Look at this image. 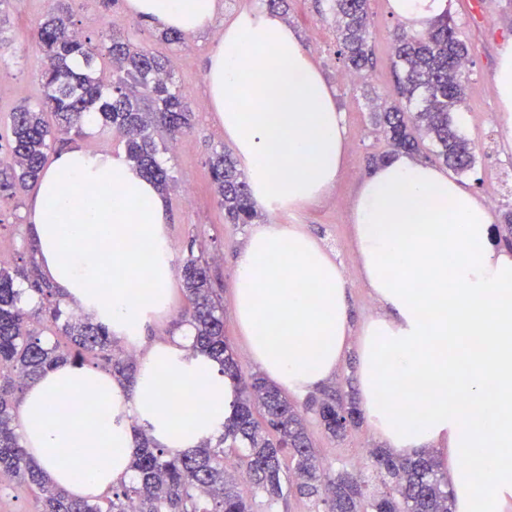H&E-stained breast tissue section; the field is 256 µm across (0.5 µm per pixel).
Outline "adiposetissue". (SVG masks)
Here are the masks:
<instances>
[{
    "label": "adipose tissue",
    "mask_w": 512,
    "mask_h": 512,
    "mask_svg": "<svg viewBox=\"0 0 512 512\" xmlns=\"http://www.w3.org/2000/svg\"><path fill=\"white\" fill-rule=\"evenodd\" d=\"M133 13L203 33L221 0H130ZM206 104L246 168L256 208L288 214L334 186L348 142L335 90L279 13L224 25L204 76ZM109 189L112 202L100 204ZM364 285L382 308L360 335L363 408L397 454L434 449L455 512H505L512 473V250L496 245L489 207L442 169L395 157L360 185L352 207ZM45 275L68 305L140 350L134 388L62 362L27 386L18 426L48 480L83 496L129 479L130 418L173 453L219 435L233 389L188 335L145 344L169 295L165 203L124 158L71 144L45 170L27 209ZM234 317L251 359L284 392L329 382L350 347L340 264L297 224L257 226L239 251ZM188 400L183 416L169 391ZM495 474L491 489L483 475Z\"/></svg>",
    "instance_id": "1"
}]
</instances>
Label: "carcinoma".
I'll list each match as a JSON object with an SVG mask.
<instances>
[{"instance_id": "cac0c4a2", "label": "carcinoma", "mask_w": 512, "mask_h": 512, "mask_svg": "<svg viewBox=\"0 0 512 512\" xmlns=\"http://www.w3.org/2000/svg\"><path fill=\"white\" fill-rule=\"evenodd\" d=\"M371 0H330L341 55L349 72L373 67L368 43ZM34 39L45 55L41 72L43 97L24 104L7 119L9 173L0 180V198L37 181L56 135H80L86 121L118 131L129 166L169 190L174 176L158 159L153 132L159 128L177 136L191 125L186 94L165 59L124 35H99L94 40L75 26L72 14L59 2L37 22ZM397 100L378 106L376 125L396 153L417 155L422 139L432 142L436 157L458 174L474 162L470 142L453 121L463 108L462 77L469 46L458 35L446 11L425 33L403 27L393 33ZM112 62V83L96 76L98 61ZM56 117L51 127L44 115ZM214 190L232 224H250L257 217L246 175L224 150L210 159ZM190 307L184 321L193 329L191 349L209 355L236 391L224 433L184 453L172 454L138 426H132L139 449L130 468L133 478L103 492L97 499L72 496L49 483L22 445L9 396L15 385L36 379L60 362L102 364L113 377L128 384L136 378L134 358L112 348L108 328L81 317H63L59 304L45 307L70 345L49 343L29 324L21 307L20 278L30 281L41 299L52 289L30 278L23 269L0 265V475L41 492L39 512H254L253 497L271 507L288 492V469L297 476V492L314 501L317 512H452L453 494L434 456L421 452L398 457L384 448L370 451L376 459L379 495L366 492L358 474L333 476L320 470L301 414L279 388L260 374L249 373L236 359L224 336V308L215 299L206 263L190 257L180 267ZM326 431L343 437L363 420L354 399L339 393L309 403Z\"/></svg>"}]
</instances>
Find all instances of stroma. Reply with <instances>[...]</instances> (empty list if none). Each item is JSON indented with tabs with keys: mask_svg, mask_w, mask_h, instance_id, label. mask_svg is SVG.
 Here are the masks:
<instances>
[{
	"mask_svg": "<svg viewBox=\"0 0 512 512\" xmlns=\"http://www.w3.org/2000/svg\"><path fill=\"white\" fill-rule=\"evenodd\" d=\"M78 27L91 36L101 29L129 35L156 55L168 58L175 77L195 107L192 128L184 141L159 159L168 165L175 186L165 196L168 218L166 237L170 249L172 294L167 307L155 315L146 329V341H161L183 332L180 318L188 305L178 268L191 254L207 262L212 286L224 308V335L246 370H254L246 340L234 318V277L238 250L251 233L248 224H228L211 186L209 161L216 147L233 152L224 128L207 109L199 108L205 97L204 74L210 54L218 48L224 21L243 10L262 9V0H223L222 19L209 32L186 35L180 46L158 38L159 28L131 15L128 0L103 8L100 0H68ZM52 0H8L0 7L7 18L8 48L0 50V83L9 84L0 93V170L9 162L7 130L9 112L24 102L42 97L40 72L44 57L30 33ZM460 34L471 46L467 103L456 113L461 133L475 149V166L462 182L489 206L494 217L512 208V118L502 112L495 91V76L504 46L512 41V0H448ZM288 24L298 33L305 50L336 89V104L345 117L350 139L338 180L322 198L288 214L284 221L298 224L323 246L337 254L347 279L351 313L363 325L379 309L365 288L353 238L352 205L361 182L373 169L376 157L390 147L373 123L370 97L394 95L391 36L401 20L391 0H371L369 42L373 51L372 78L343 84L345 69L339 54L336 29L330 20L329 0H288ZM32 189L18 191L0 205V263L10 268L33 270L38 266L26 224ZM304 424L322 467L331 472L357 471L369 464V452L380 442L368 424L350 430L345 437H332L318 416L304 413Z\"/></svg>",
	"mask_w": 512,
	"mask_h": 512,
	"instance_id": "stroma-1",
	"label": "stroma"
}]
</instances>
